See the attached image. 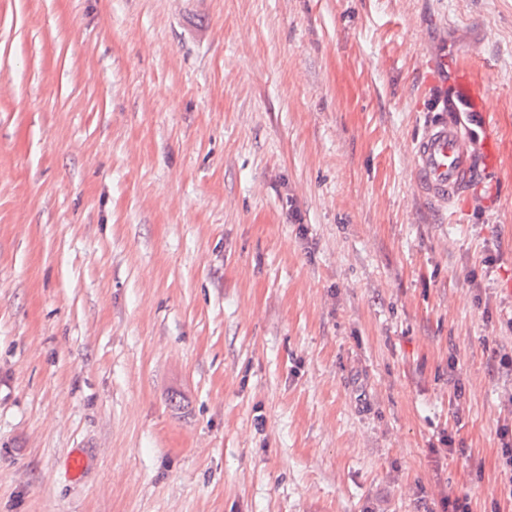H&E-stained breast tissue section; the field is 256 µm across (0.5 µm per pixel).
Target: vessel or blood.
I'll return each mask as SVG.
<instances>
[{"mask_svg":"<svg viewBox=\"0 0 512 512\" xmlns=\"http://www.w3.org/2000/svg\"><path fill=\"white\" fill-rule=\"evenodd\" d=\"M452 88L455 100L470 113V120H462L453 111L435 114L414 148L418 193L432 203L447 207L467 192L475 174L489 179L499 167L495 146H487L480 159L474 152L493 118L483 89L461 70L455 71Z\"/></svg>","mask_w":512,"mask_h":512,"instance_id":"b4317fda","label":"vessel or blood"}]
</instances>
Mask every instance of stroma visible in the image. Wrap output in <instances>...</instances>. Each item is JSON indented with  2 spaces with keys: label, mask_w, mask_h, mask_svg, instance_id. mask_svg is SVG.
<instances>
[{
  "label": "stroma",
  "mask_w": 512,
  "mask_h": 512,
  "mask_svg": "<svg viewBox=\"0 0 512 512\" xmlns=\"http://www.w3.org/2000/svg\"><path fill=\"white\" fill-rule=\"evenodd\" d=\"M511 279L512 0H0V512H512ZM453 97L471 114L468 122L456 113V104L432 116L414 148L415 186L428 201L450 208L464 195L482 165V175L491 179L498 170L497 148L490 144L484 150L482 161L477 165L474 146L485 138L493 119L492 110L486 103L483 89L472 83L468 74L456 70L453 77Z\"/></svg>",
  "instance_id": "1"
}]
</instances>
